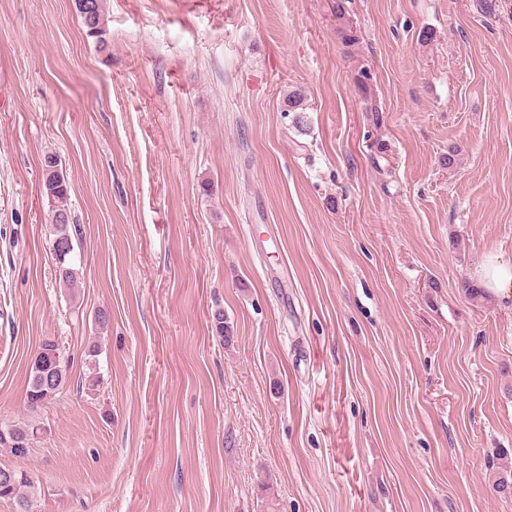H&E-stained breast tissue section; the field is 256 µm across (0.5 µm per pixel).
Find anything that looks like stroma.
I'll return each mask as SVG.
<instances>
[{
    "label": "stroma",
    "instance_id": "obj_1",
    "mask_svg": "<svg viewBox=\"0 0 512 512\" xmlns=\"http://www.w3.org/2000/svg\"><path fill=\"white\" fill-rule=\"evenodd\" d=\"M485 2L105 0L101 47L73 0H0V424L45 428L0 467L34 512H512V309L465 293L512 257V0ZM48 337L69 383L33 410ZM42 193L50 204L52 215V240L51 244L63 246L64 252H68L65 261L59 264L55 257V276L59 283L66 288H75L77 284V272L74 268L75 244L82 236L80 224H74L70 208V184L61 168V161L54 154L44 157L41 168ZM12 470V479L0 483V499L12 500L17 512H32L36 487L24 471Z\"/></svg>",
    "mask_w": 512,
    "mask_h": 512
}]
</instances>
